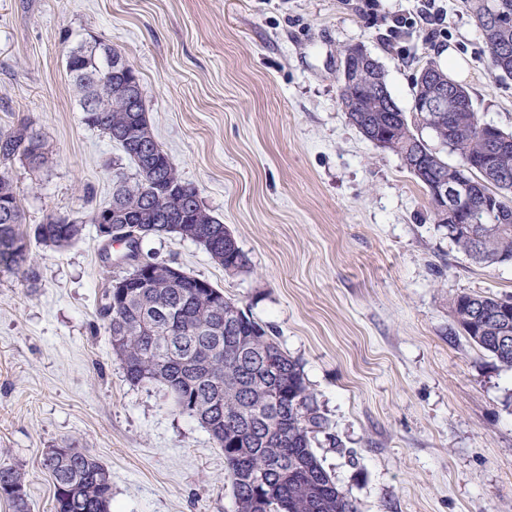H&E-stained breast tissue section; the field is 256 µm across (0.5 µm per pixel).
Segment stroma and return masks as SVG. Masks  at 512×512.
I'll use <instances>...</instances> for the list:
<instances>
[{"label":"stroma","instance_id":"1","mask_svg":"<svg viewBox=\"0 0 512 512\" xmlns=\"http://www.w3.org/2000/svg\"><path fill=\"white\" fill-rule=\"evenodd\" d=\"M0 0V131L40 132L48 165L6 169L25 227L82 222L34 277L0 272V460L27 477L32 512H54L44 453L69 440L112 479V512H234L224 452L162 387L130 384L98 304L127 274L90 213L132 175L81 121L67 53L104 43L137 72L154 134L249 259L229 275L195 243L148 237L156 261L222 287L297 360L327 422L316 453L359 512H512V370L453 327L457 294L512 295V264H475L430 217L400 157L343 112L340 51L382 63L403 110L439 48L468 61L482 118L512 132V77L492 75L462 0L448 38L386 39L418 0Z\"/></svg>","mask_w":512,"mask_h":512}]
</instances>
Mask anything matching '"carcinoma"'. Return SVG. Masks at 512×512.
I'll list each match as a JSON object with an SVG mask.
<instances>
[{
  "label": "carcinoma",
  "mask_w": 512,
  "mask_h": 512,
  "mask_svg": "<svg viewBox=\"0 0 512 512\" xmlns=\"http://www.w3.org/2000/svg\"><path fill=\"white\" fill-rule=\"evenodd\" d=\"M494 3L501 23L485 21ZM475 18L492 70L512 75V0H463ZM348 71L340 72L341 105L347 119L368 141L384 137L381 148L400 156L422 184L448 181L454 166L473 161L478 222L472 232L446 224L448 239L475 263H512V143L495 150L480 128L470 94L453 112H420L417 106L433 85L414 81L412 115L393 97L385 69L375 70L360 47L341 50ZM66 68L81 92L82 121L98 130L124 154L134 173L112 183L111 200L92 211L90 223L109 213L114 224H138L142 238L176 235L179 224L197 226L207 239L206 253L238 273L248 259L232 232L200 203L195 186L184 181L154 138L146 105L131 106L114 88L121 72L135 74L112 47L82 45L66 56ZM152 137L149 153L129 128ZM429 130L434 143L422 135ZM31 168L49 163L40 134L21 123L0 132V269L32 273L30 238L65 247L78 239L80 224L50 218L23 230L22 211L13 184L2 168L15 160ZM150 275L117 291H102L99 316L132 385L163 386L179 413L197 419L224 450V475L230 482L235 512H359L313 447L324 419L299 363L280 347L268 326L250 316L224 290L207 279L185 275L170 279L169 265L149 262ZM454 326L477 347L512 369V296L461 293L451 304ZM42 468L54 486L55 512H112V481L104 464L71 441L43 455ZM12 512H31L25 475L13 463H0V500Z\"/></svg>",
  "instance_id": "1"
}]
</instances>
